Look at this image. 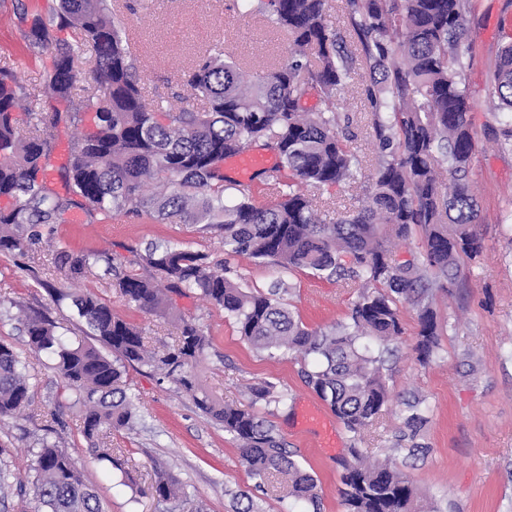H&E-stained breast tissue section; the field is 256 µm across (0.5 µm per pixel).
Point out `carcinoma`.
<instances>
[{
    "mask_svg": "<svg viewBox=\"0 0 512 512\" xmlns=\"http://www.w3.org/2000/svg\"><path fill=\"white\" fill-rule=\"evenodd\" d=\"M470 7V0H344L342 34L327 23L328 0H262L259 9L290 36L287 60L254 73L217 42L180 71V86L202 106L165 107L142 94L139 57L107 0H52L44 13H30L17 0L29 48L54 55L48 97L68 98L78 81L90 78L67 119L76 129L81 110L91 111L95 129L74 133L60 170L64 193L50 188L61 113L31 99L9 65L0 67V197L11 201L0 209V253L36 250L40 226L61 224L79 209L106 224L151 218L218 228L225 253L277 273L264 292L225 276L224 264L210 254L183 246L151 244L127 261L64 248L52 254L51 264L69 281L101 266L126 305L179 326L172 343L152 349L137 326L96 295L51 288L54 303L74 308L82 324V337L72 340L65 323L9 302L29 350L52 361L97 458L125 471L126 461L112 454L106 438L133 429L138 404L127 370L147 366L224 424L257 488L273 478L288 487V497L320 512L315 478L275 427L253 409L224 404L189 371L210 342L195 321L177 315L174 297L194 293L224 308L255 350L300 358L304 382L347 434L351 459L343 462L339 487L345 512H419L408 476L391 459L364 461L360 444L392 399L384 353L405 334L401 308L416 311L417 359L433 360L443 334L433 290L453 286L460 259L482 249L464 64ZM71 27L80 30L79 41L56 36ZM357 65L368 75L361 95L378 157L362 206L335 219L320 191L356 182L359 161L348 147L352 118L303 102L313 92L327 100L348 92ZM486 99L492 110L512 117L511 33L489 74ZM16 112L37 119L28 132H21ZM250 148L274 152L279 166L255 172L247 183L224 174V159ZM260 185L274 201L256 202ZM418 228L421 249L395 260L391 240H408ZM298 271L361 288L337 327L307 328L280 296L286 278ZM34 388L26 360L0 342V419L33 410ZM427 412L419 399L406 403L409 433L402 439H415ZM32 453L29 512H105L65 449L43 439ZM25 482L1 447L0 501L14 489L24 495ZM154 492L163 503L183 494L169 473L157 475Z\"/></svg>",
    "mask_w": 512,
    "mask_h": 512,
    "instance_id": "cac0c4a2",
    "label": "carcinoma"
}]
</instances>
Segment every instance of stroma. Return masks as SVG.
Listing matches in <instances>:
<instances>
[{
	"instance_id": "stroma-1",
	"label": "stroma",
	"mask_w": 512,
	"mask_h": 512,
	"mask_svg": "<svg viewBox=\"0 0 512 512\" xmlns=\"http://www.w3.org/2000/svg\"><path fill=\"white\" fill-rule=\"evenodd\" d=\"M14 0H0V61H8L22 84L40 92L52 68L50 54L31 55L15 18ZM143 66V94L148 102L176 90L179 70L195 50L223 41L235 56L254 68L279 60L287 38L265 18L252 13L248 0H140L136 14H125ZM465 24L473 41L466 79L473 105L470 114L478 141L473 179L482 210L483 248L461 260L456 287L435 289L433 307L445 320L439 355L419 363L412 350L417 333L413 308L401 311L406 333L394 342L389 385L393 401L368 434L363 452L382 459L403 428V402L417 397L430 409L416 442L420 451L404 471L421 498L438 512H512V146L505 144L506 120L488 110L485 89L505 32L512 31V0H472ZM178 243L223 260L230 276L248 287L267 290L275 278L271 267L224 252L218 231L201 232L195 224H163L152 219L114 220L98 224H55L44 229L42 256L66 247L85 253H123L126 246ZM28 256L0 255V300L19 301L28 310L53 319L72 316L57 308L49 287L64 288L62 272L47 274L38 285L27 272ZM284 300L311 329L328 330L343 321L358 291L304 273L291 275ZM78 290L91 291L111 303L123 319L143 329L151 345L171 342V321L124 305L110 279L87 277ZM181 314L195 320L210 346L194 368L203 383L225 403L255 406L295 451L317 480L321 512H344L338 493L341 463L348 459L346 433L338 445L322 447L324 424L337 419L299 375L286 356L256 352L238 333L223 309L197 295L180 297ZM0 342L27 355L35 383L33 413L0 423V444L7 446L19 471L32 462L31 448L59 414L65 426L54 439L76 462L84 480L107 512H236L234 494L247 493L262 512H289L280 493L256 490L238 446L221 423L200 411L173 384L159 381L147 368L128 372L130 388L140 398L133 429L113 432L110 444L129 461L128 472L113 469L89 451L78 418L59 407L61 380L46 356L31 355L15 314L0 315ZM268 385L273 402L252 403L250 389ZM322 413L321 425L300 426L299 412ZM166 471L185 487L183 502L161 503L153 493L157 471Z\"/></svg>"
}]
</instances>
